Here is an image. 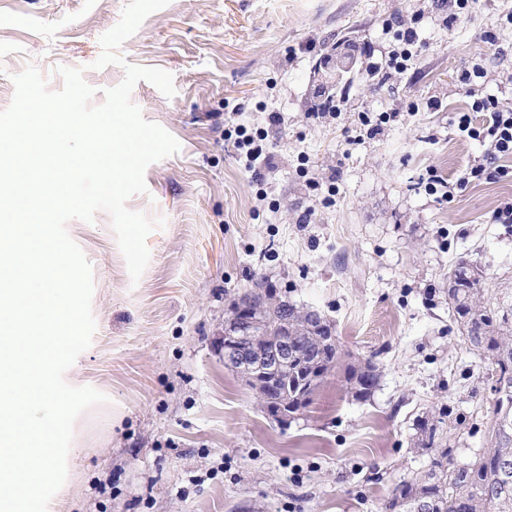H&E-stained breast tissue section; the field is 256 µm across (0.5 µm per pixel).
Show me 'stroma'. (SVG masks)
Here are the masks:
<instances>
[{
    "instance_id": "stroma-1",
    "label": "stroma",
    "mask_w": 512,
    "mask_h": 512,
    "mask_svg": "<svg viewBox=\"0 0 512 512\" xmlns=\"http://www.w3.org/2000/svg\"><path fill=\"white\" fill-rule=\"evenodd\" d=\"M126 2L0 0V110L30 63L54 91L58 67H84L101 103L124 71L93 63ZM511 14L512 0L469 12L457 0H171L145 19L121 52L170 72L176 93L142 81L132 101L181 149L127 202L155 223L139 282L106 212L67 225L92 266L97 325L70 374L109 401L77 419L52 512H379L429 465L419 420L443 418L456 461L489 447L491 367L462 338L446 290L464 260L512 302V224L492 221L512 180L470 184L448 203L420 179L433 169L456 181L481 157L453 123L473 102L459 76L480 65L483 91L512 100ZM409 26L421 49L404 70L384 67ZM349 46L358 62L339 110L315 117L318 71ZM271 111L283 118L275 165L245 171L224 129L264 126ZM382 112L395 120L348 143L362 114ZM258 280L329 319L341 352L285 426L216 347L231 301ZM367 360L379 383L357 402L345 369Z\"/></svg>"
}]
</instances>
